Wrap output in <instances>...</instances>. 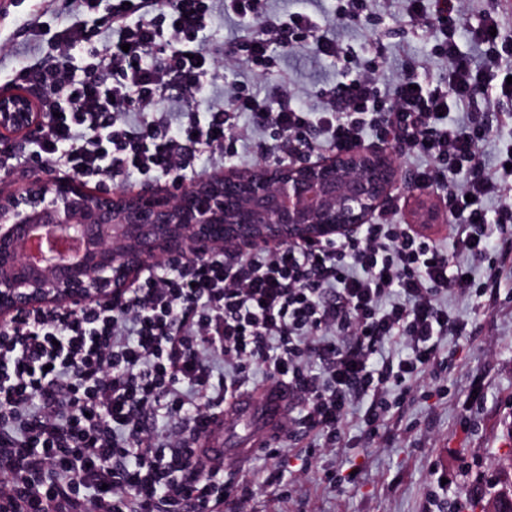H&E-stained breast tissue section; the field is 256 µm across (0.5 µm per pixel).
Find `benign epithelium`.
<instances>
[{
	"mask_svg": "<svg viewBox=\"0 0 512 512\" xmlns=\"http://www.w3.org/2000/svg\"><path fill=\"white\" fill-rule=\"evenodd\" d=\"M44 122L33 97L0 93V138H25ZM409 189L390 149L360 145L300 163L229 170L171 193L143 186L116 197L77 179H39L0 196V325L35 308L75 309L116 301L161 258L265 245L350 239ZM59 230L85 240L86 253L30 264L23 244Z\"/></svg>",
	"mask_w": 512,
	"mask_h": 512,
	"instance_id": "7a95c632",
	"label": "benign epithelium"
}]
</instances>
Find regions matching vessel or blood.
<instances>
[{
  "instance_id": "vessel-or-blood-1",
  "label": "vessel or blood",
  "mask_w": 512,
  "mask_h": 512,
  "mask_svg": "<svg viewBox=\"0 0 512 512\" xmlns=\"http://www.w3.org/2000/svg\"><path fill=\"white\" fill-rule=\"evenodd\" d=\"M290 406L287 386L277 381L271 382L257 391L233 399L223 416L212 422L208 431L200 436L197 446L216 462L233 459L239 464H247L277 431L287 417ZM233 425L248 430L242 447L228 448L224 445V436Z\"/></svg>"
}]
</instances>
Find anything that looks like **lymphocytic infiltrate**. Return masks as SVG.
<instances>
[{
	"mask_svg": "<svg viewBox=\"0 0 512 512\" xmlns=\"http://www.w3.org/2000/svg\"><path fill=\"white\" fill-rule=\"evenodd\" d=\"M215 0H65L70 21L54 29L52 65L22 67L10 79L36 90L46 121L29 141V166L87 183L135 176L175 190L201 178L205 153L220 169L253 128L271 127L270 148L347 150L366 134L392 141L400 156L424 157L416 180L443 188L455 227L453 248L398 223L395 206L354 239L316 248L259 247L236 258L191 253L158 261L118 303L75 311L35 309L0 327V512H224L248 498L234 473L214 468L194 441L225 402L248 392L255 374L287 383L292 428L321 447L298 449L301 473L343 445L348 415L361 411L375 438L418 375L447 369L442 339L465 333L449 312L452 292L494 304L501 259L512 256V145L494 170L480 153L481 120H448L453 107L512 98V44L491 36L497 13L470 23L465 0H407L409 19L445 35L450 66L432 87L411 75L382 93L363 67L323 94L319 109L233 87L225 104L197 106L219 80L207 47ZM224 11L257 30L235 53L262 67L274 47L311 37L327 58L348 54L327 20L296 12L271 17L265 0H224ZM485 45L484 67L459 49L461 35ZM248 115L251 126L237 122ZM501 199L495 212L484 202ZM487 258L483 279L461 255ZM391 342L403 352L379 358ZM177 432L155 431V418Z\"/></svg>",
	"mask_w": 512,
	"mask_h": 512,
	"instance_id": "f902f5d3",
	"label": "lymphocytic infiltrate"
}]
</instances>
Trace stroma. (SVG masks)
Wrapping results in <instances>:
<instances>
[{
    "label": "stroma",
    "instance_id": "1",
    "mask_svg": "<svg viewBox=\"0 0 512 512\" xmlns=\"http://www.w3.org/2000/svg\"><path fill=\"white\" fill-rule=\"evenodd\" d=\"M41 5V0H8L0 13V38L9 44L8 51L0 52V85L15 69L48 56L46 46L25 30ZM337 5V0H266L273 15L304 11L328 19L330 37L349 49L350 62L319 56L309 41L278 47L265 72L242 61L225 70L223 84L215 85L208 99H222L225 86L235 83L273 97L290 84L301 91L300 105L314 109L324 90L369 61L385 92L412 71L433 82L447 75L448 58L434 49L438 30L410 23L404 0H366L367 13L358 21L337 18ZM397 202L401 223L426 237L451 241L448 216L427 226L420 222L421 211L442 205L437 188L415 187ZM448 307L471 322L472 332L442 340L447 370L417 385L390 412L376 441H367L356 418H349L344 449L324 454L288 501L264 486L269 462L257 455L237 470L238 479L251 489L238 512H449V502L463 496L471 503L469 512H481L474 479L497 478L499 457L512 449V263L501 271L500 296L493 306L485 309L476 299L452 297ZM353 462L360 466L357 485L334 487L323 481V470L342 474Z\"/></svg>",
    "mask_w": 512,
    "mask_h": 512
}]
</instances>
